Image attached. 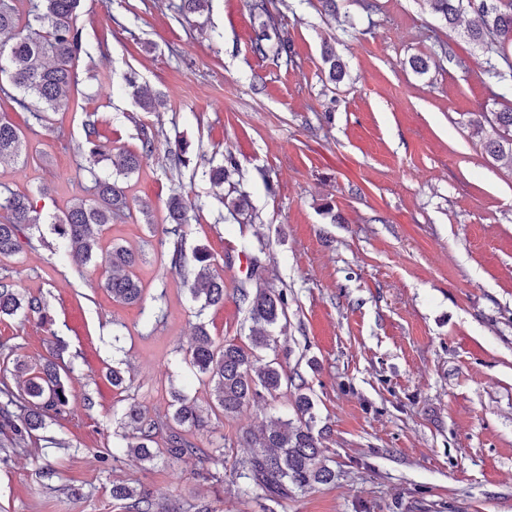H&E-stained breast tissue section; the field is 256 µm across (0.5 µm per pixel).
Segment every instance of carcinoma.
<instances>
[{
    "mask_svg": "<svg viewBox=\"0 0 512 512\" xmlns=\"http://www.w3.org/2000/svg\"><path fill=\"white\" fill-rule=\"evenodd\" d=\"M83 0H30L32 21L21 22L15 0H0V95L26 108V99L36 102L32 117L44 127L51 124L52 114L69 103V92L76 84L74 67L83 52L82 29L78 25ZM208 0H178L175 11L187 16L203 11ZM432 12L447 23L456 21L461 12L469 9L477 16V24L470 28L469 39L487 54L486 73L494 78L512 77V0H422ZM271 0H254L253 12L265 17L262 28L275 26L270 11ZM323 56L329 63V80L343 81L345 66L329 45ZM9 86H4V83ZM21 97H15L10 90ZM139 108L145 112L159 111L161 95L140 90L135 93ZM495 136L484 141L486 152L496 160H507L512 167V110L494 112L485 117ZM97 113H86L85 139L79 145L84 164L79 170L92 178V198L81 200L55 218L54 228L70 252L86 263L101 255L103 286L112 300L122 304H136L143 294L136 273L137 257L130 249L112 244L101 250V240L110 225L129 216L125 188L120 178L136 172L154 149L153 133L142 129L141 148L121 150L111 160L115 177L102 178L95 166L103 155ZM27 133L0 115V163L27 156ZM170 160L176 167L190 163L189 144L177 140L169 147ZM192 205L180 194H172L165 203L164 233L173 238L167 260L169 270L178 274L200 309L224 303V278L212 269L214 257L206 249H197L187 259L182 247V229L188 224ZM42 223L40 210L26 194L8 192L0 196V258H10L21 252V238L27 231ZM248 304L252 322L249 342L223 343L215 340L206 326L196 327L191 343L185 349L184 362L200 384L209 388L210 413L217 417H231L251 401L275 399L291 387V402L296 420L280 421L270 428L248 432L243 445L248 457L242 461L240 477L250 481L259 495L271 501L288 497L293 489L315 484H328L335 477L323 456L322 437L314 433V403L303 384H293L282 365L271 359L261 362V353L275 349L276 337L264 332L286 317L288 294L274 288H257L255 293L240 292ZM49 306L42 295H24L16 284L0 279V315L48 318ZM22 369L15 360L13 368H4L0 376V422L16 435L31 437L45 427L48 418L67 414L69 390L62 378L59 364L49 361L37 371L29 373L24 387L13 389L8 373ZM209 417L203 414L193 398L180 391L172 392L171 412L156 419L148 417L141 407L131 403L123 410L120 428L126 441V453L142 462H151L160 452L157 437L165 438V452L172 458L199 449L190 442L181 429L203 428ZM219 449L204 454L203 462L213 468L206 470V479L224 482L220 466L224 461L217 455ZM112 500L121 503L125 512H158L159 504L143 485L130 486L124 482L112 483Z\"/></svg>",
    "mask_w": 512,
    "mask_h": 512,
    "instance_id": "obj_1",
    "label": "carcinoma"
}]
</instances>
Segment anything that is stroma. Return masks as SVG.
<instances>
[{
  "label": "stroma",
  "mask_w": 512,
  "mask_h": 512,
  "mask_svg": "<svg viewBox=\"0 0 512 512\" xmlns=\"http://www.w3.org/2000/svg\"><path fill=\"white\" fill-rule=\"evenodd\" d=\"M249 4L210 0L182 18L172 0H83L76 101L44 128L0 99V113L30 129L27 162L0 165V192L28 193L44 219L18 256L0 260V277L49 303L45 321L0 316V344L35 366L63 339L71 370L67 415L19 450L0 429V512H121L116 481L144 485L164 512H193L201 499L216 512H512V169L475 128L512 108V80L487 76L466 36L468 11L451 26L422 0H338L334 16L319 0H273L295 50L289 62L252 52L259 22ZM327 43L346 66L338 84ZM415 57L431 58L427 72L411 67ZM130 72L162 95L159 111L138 108ZM93 111L100 176H111V154L139 149L141 127L155 135L126 181L131 218L102 240L142 256L134 305L113 302L100 268L65 256L50 225L87 196L77 147ZM178 139L191 154L180 170L167 155ZM230 155L235 171L213 187L210 165ZM240 191L247 205L229 217L222 200ZM174 193L197 205L185 249L213 254L223 305L201 308L164 268ZM250 255L264 284L288 294L287 326L271 330L276 354L305 382L336 473L277 504L249 492L237 468L245 431L293 418L287 394L189 433L197 447H223V487L202 481L196 454L109 457L128 403L154 417L181 390L207 406L183 349L199 323L247 343L237 289L249 275L239 259ZM116 364L122 389L104 377Z\"/></svg>",
  "instance_id": "1"
}]
</instances>
